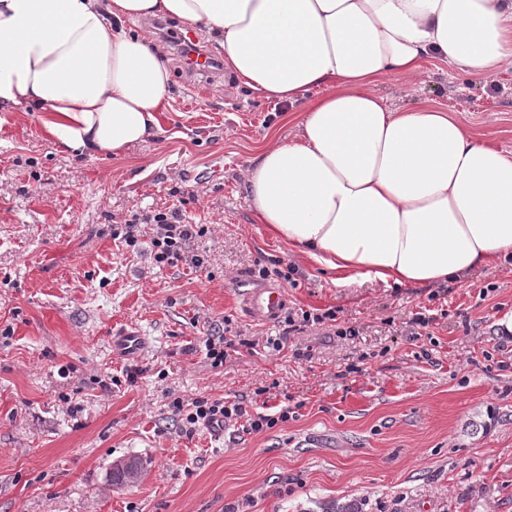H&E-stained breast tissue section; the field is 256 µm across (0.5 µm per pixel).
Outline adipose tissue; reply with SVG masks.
<instances>
[{
    "label": "adipose tissue",
    "mask_w": 512,
    "mask_h": 512,
    "mask_svg": "<svg viewBox=\"0 0 512 512\" xmlns=\"http://www.w3.org/2000/svg\"><path fill=\"white\" fill-rule=\"evenodd\" d=\"M170 16L209 35L296 134L242 172L259 223L301 260L385 286H435L512 260V152L453 111L388 107L386 77L428 60L477 81L512 72V0H0V112L45 107L78 153L120 154L169 107L162 48L125 21Z\"/></svg>",
    "instance_id": "obj_1"
}]
</instances>
